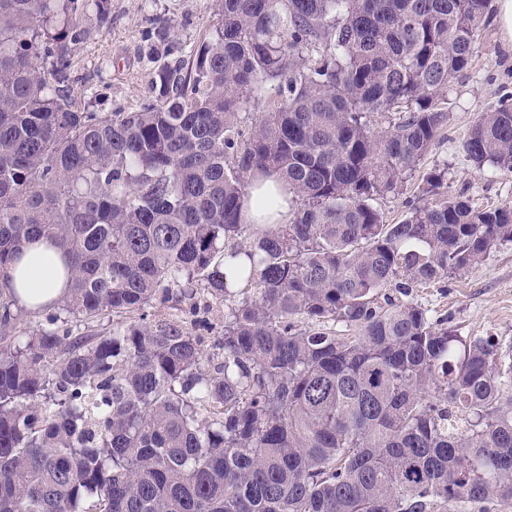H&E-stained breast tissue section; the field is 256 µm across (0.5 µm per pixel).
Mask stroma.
Listing matches in <instances>:
<instances>
[{
    "mask_svg": "<svg viewBox=\"0 0 512 512\" xmlns=\"http://www.w3.org/2000/svg\"><path fill=\"white\" fill-rule=\"evenodd\" d=\"M216 21L215 0H112V22L79 54L72 86L102 111L136 110L148 101L157 70L188 59ZM507 95H512V46L502 41L493 18L479 33L471 64L448 86L447 120L419 173L402 194L378 200L386 223L404 218L410 202L419 199L420 172L434 167H447L448 193L481 207L512 204V173L476 168L462 151L480 113ZM414 296L432 318L447 319L460 335L512 344V246L493 250L478 269L418 289ZM153 314L182 329L206 318L216 336L224 325L223 302L206 295L156 306Z\"/></svg>",
    "mask_w": 512,
    "mask_h": 512,
    "instance_id": "1",
    "label": "stroma"
}]
</instances>
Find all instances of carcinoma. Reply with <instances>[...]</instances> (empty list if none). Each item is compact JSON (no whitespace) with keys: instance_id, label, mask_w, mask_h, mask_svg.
Returning a JSON list of instances; mask_svg holds the SVG:
<instances>
[{"instance_id":"cac0c4a2","label":"carcinoma","mask_w":512,"mask_h":512,"mask_svg":"<svg viewBox=\"0 0 512 512\" xmlns=\"http://www.w3.org/2000/svg\"><path fill=\"white\" fill-rule=\"evenodd\" d=\"M215 2L151 99L105 113L72 69L112 0H0V281L37 238L71 262L46 326L0 288V512L512 507V355L414 299L512 244V204L434 168L404 220L375 206L435 145L492 0ZM463 152L512 172V99ZM259 175L288 223L244 221ZM201 292L218 353L149 319Z\"/></svg>"}]
</instances>
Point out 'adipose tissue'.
<instances>
[{"label":"adipose tissue","instance_id":"obj_1","mask_svg":"<svg viewBox=\"0 0 512 512\" xmlns=\"http://www.w3.org/2000/svg\"><path fill=\"white\" fill-rule=\"evenodd\" d=\"M265 199L275 202V223H287L291 205L274 177L252 191L245 212L247 223H261L264 212L261 202ZM66 262L63 248L42 239L29 242L10 272L8 289L15 293L19 305L28 310L37 311L51 306L65 293Z\"/></svg>","mask_w":512,"mask_h":512}]
</instances>
